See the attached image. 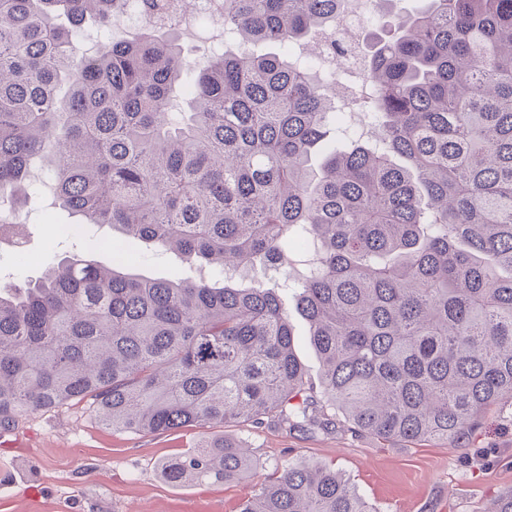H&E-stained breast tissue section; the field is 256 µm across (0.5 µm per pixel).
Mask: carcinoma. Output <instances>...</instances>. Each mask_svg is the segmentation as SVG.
Masks as SVG:
<instances>
[{"label": "carcinoma", "instance_id": "1", "mask_svg": "<svg viewBox=\"0 0 512 512\" xmlns=\"http://www.w3.org/2000/svg\"><path fill=\"white\" fill-rule=\"evenodd\" d=\"M344 2L224 0L237 47L191 68L178 30L154 26L72 52L126 0H0V198L17 203L46 166L63 209L226 274L286 278L289 243L312 240L296 306L323 396L359 435L459 444L512 403V0H374L357 48L378 145L340 143L315 171L336 93L287 49H343ZM308 390L273 287L137 277L78 253L0 281V433L85 398L129 433L326 429ZM258 467L220 437L160 474L234 482ZM240 512L371 510L298 459ZM281 281V274L273 269L264 268L257 265L254 268L240 269L235 276L232 284L237 288H251L258 285L271 287L274 282Z\"/></svg>", "mask_w": 512, "mask_h": 512}]
</instances>
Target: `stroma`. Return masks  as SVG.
<instances>
[{
    "instance_id": "stroma-1",
    "label": "stroma",
    "mask_w": 512,
    "mask_h": 512,
    "mask_svg": "<svg viewBox=\"0 0 512 512\" xmlns=\"http://www.w3.org/2000/svg\"><path fill=\"white\" fill-rule=\"evenodd\" d=\"M48 176L34 183V201L20 206L22 247L0 239V278L38 279L44 259L72 251L89 252L142 277L180 280L220 276L214 266H188L144 244L108 239L95 225L82 237L61 240L52 229L71 223L55 209L43 189ZM288 310L296 352L310 380H317L319 360L309 341V324L296 308L290 290L279 292ZM329 431L289 430L273 424L255 428L229 423L210 431L187 427L175 433L141 435L114 432L99 422L86 401L20 417L8 444L0 443V512H239L257 493L267 473L288 460L305 458L336 469L363 496L374 512H492L501 496L512 494V405L488 408L481 427L465 447L447 440L418 444L383 442L347 429L344 417ZM222 435L251 448L263 473L241 482L193 480L181 486L164 481L158 465L200 447L206 434Z\"/></svg>"
}]
</instances>
